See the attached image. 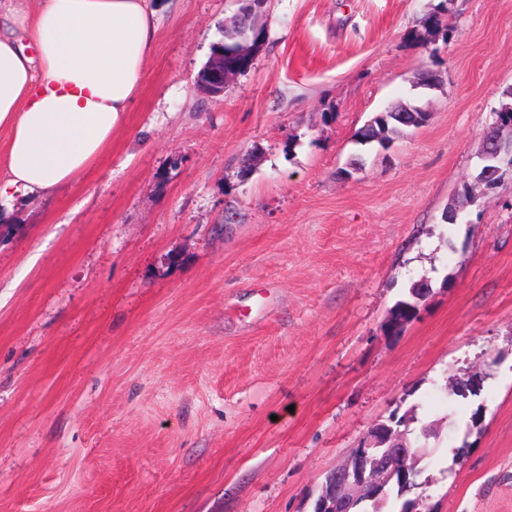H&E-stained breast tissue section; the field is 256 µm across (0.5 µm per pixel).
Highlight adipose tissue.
Returning <instances> with one entry per match:
<instances>
[{"label":"adipose tissue","mask_w":512,"mask_h":512,"mask_svg":"<svg viewBox=\"0 0 512 512\" xmlns=\"http://www.w3.org/2000/svg\"><path fill=\"white\" fill-rule=\"evenodd\" d=\"M0 0V197L53 194L125 121L153 48L150 0Z\"/></svg>","instance_id":"ef3b65f1"}]
</instances>
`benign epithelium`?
I'll return each instance as SVG.
<instances>
[{
	"label": "benign epithelium",
	"mask_w": 512,
	"mask_h": 512,
	"mask_svg": "<svg viewBox=\"0 0 512 512\" xmlns=\"http://www.w3.org/2000/svg\"><path fill=\"white\" fill-rule=\"evenodd\" d=\"M225 27L241 36L232 60L216 48L197 75L196 90L207 97H222L234 78L253 65L256 39L246 37L253 28L252 15L237 13ZM423 448L409 447L401 433L384 422L374 424L349 460L333 469L317 512H353V507L370 492H383L390 482L418 467Z\"/></svg>",
	"instance_id": "7a95c632"
}]
</instances>
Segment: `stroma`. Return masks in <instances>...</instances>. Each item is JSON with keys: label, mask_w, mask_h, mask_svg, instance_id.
<instances>
[{"label": "stroma", "mask_w": 512, "mask_h": 512, "mask_svg": "<svg viewBox=\"0 0 512 512\" xmlns=\"http://www.w3.org/2000/svg\"><path fill=\"white\" fill-rule=\"evenodd\" d=\"M239 6L158 0L124 127L0 200V512H312L397 409L439 426L434 512H512V170L475 179L512 0H264L252 68L204 98ZM401 103L428 122L356 143Z\"/></svg>", "instance_id": "1"}]
</instances>
